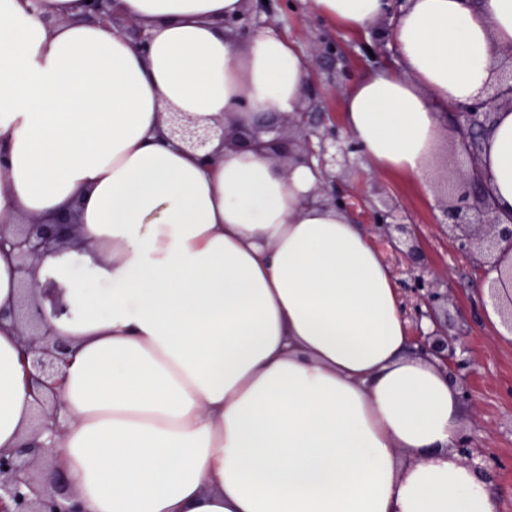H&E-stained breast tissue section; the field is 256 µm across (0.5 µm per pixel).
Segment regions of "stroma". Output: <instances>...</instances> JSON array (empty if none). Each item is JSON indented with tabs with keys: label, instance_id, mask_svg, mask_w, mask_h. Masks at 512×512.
Masks as SVG:
<instances>
[{
	"label": "stroma",
	"instance_id": "obj_1",
	"mask_svg": "<svg viewBox=\"0 0 512 512\" xmlns=\"http://www.w3.org/2000/svg\"><path fill=\"white\" fill-rule=\"evenodd\" d=\"M265 20L293 40L306 57L318 88V108L330 113L334 121H341L346 96L355 83L386 64L377 50L392 27V17H382L353 33L324 17L315 0H271ZM331 41L338 48L335 57L329 58L323 48ZM465 164L453 129L444 128L425 163L428 187L404 175L367 168L358 153L349 154L337 172L341 187L359 197L361 207L353 214L357 223H366L367 211L389 206L415 224L431 272L448 281L449 310L462 308L470 313L465 353L470 362L466 370L470 396L464 401V432L499 461L494 476L498 512H512V334L488 322V302L471 286L479 274L449 240L442 223L446 197L456 191Z\"/></svg>",
	"mask_w": 512,
	"mask_h": 512
}]
</instances>
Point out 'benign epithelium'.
<instances>
[{
    "label": "benign epithelium",
    "mask_w": 512,
    "mask_h": 512,
    "mask_svg": "<svg viewBox=\"0 0 512 512\" xmlns=\"http://www.w3.org/2000/svg\"><path fill=\"white\" fill-rule=\"evenodd\" d=\"M246 2L248 8L242 13L224 19V28L243 38L259 30L261 15L267 12L263 0ZM113 4L114 0H92L86 4L87 18L119 28L135 44L145 46L148 39L145 24L117 13ZM499 55L502 62L496 65L494 80L484 97L444 113L454 127L460 150L470 159L463 189L447 201L445 217L448 239L458 244L470 266L483 273L481 289L487 291L501 321L512 330V220L506 222L499 215L479 175L484 134L500 110H512V46L499 50ZM165 124L162 137L200 151L199 159L206 165L216 159V153L207 150L215 137L220 138L226 151L252 149L272 158L286 155L290 165L310 164L315 160L318 181L309 200L346 212L351 208L348 192L336 187V167L357 144L347 136H340L334 127L320 130L326 124L323 112L302 107L297 112L275 113L231 128L218 122L201 125L182 113L169 112ZM369 220L374 230L396 250L406 244L403 237L415 235V225L397 220L392 210L376 209L369 213ZM76 228L70 216L51 224L32 220L26 224L0 225V250L16 256L21 274V296L12 318L20 323L21 360L32 372L36 395L34 425L38 430L60 405L54 386L67 346L63 338L44 328L45 308L59 315L63 306L58 299V286L40 282L36 269L46 253L76 239ZM406 256L416 260V265L410 266L411 282L407 288L414 300L409 312L414 322L412 344L442 371L454 376L463 366L458 353L465 351L462 323L467 315L456 310L458 326L452 327L448 323V288L428 277L425 256L416 241L408 245ZM458 448L466 467L479 473L488 472L491 458L472 437L463 436ZM56 471V461L42 444L26 441L17 448L0 450V512H83L72 491L63 487V478L45 479Z\"/></svg>",
    "instance_id": "benign-epithelium-1"
}]
</instances>
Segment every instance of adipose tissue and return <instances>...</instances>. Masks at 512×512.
Returning a JSON list of instances; mask_svg holds the SVG:
<instances>
[{
	"instance_id": "obj_1",
	"label": "adipose tissue",
	"mask_w": 512,
	"mask_h": 512,
	"mask_svg": "<svg viewBox=\"0 0 512 512\" xmlns=\"http://www.w3.org/2000/svg\"><path fill=\"white\" fill-rule=\"evenodd\" d=\"M352 32L390 0H317ZM85 0H0V220L77 210L83 244L46 256L69 345L57 465L85 512H498L461 464L459 394L412 347L363 228L308 202L313 167L227 151L211 165L159 134L297 111L305 58L275 29L231 46L244 0H115L146 47ZM398 68L359 80L343 124L372 168L424 182L439 112L482 96L512 44V0H407ZM482 168L512 215V111ZM86 269L85 287L76 275ZM0 320V449L33 434ZM114 2V0H92L88 3L87 0V18L121 29L133 39L136 45L144 47L148 39L145 24L138 19L117 13L113 7Z\"/></svg>"
}]
</instances>
